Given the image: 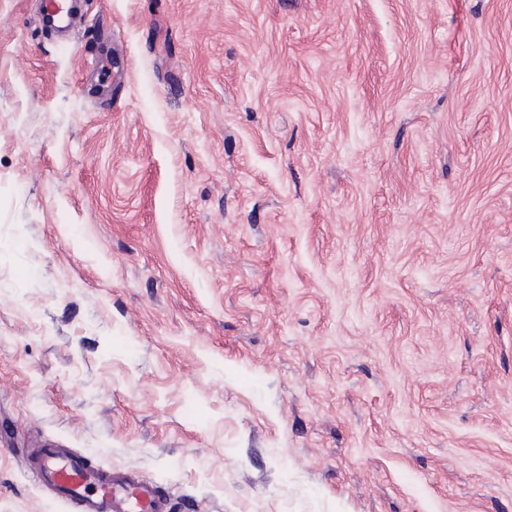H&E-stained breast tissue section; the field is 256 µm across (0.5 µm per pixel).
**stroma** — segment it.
<instances>
[{
    "mask_svg": "<svg viewBox=\"0 0 512 512\" xmlns=\"http://www.w3.org/2000/svg\"><path fill=\"white\" fill-rule=\"evenodd\" d=\"M0 0V512L30 449L172 512H512V0Z\"/></svg>",
    "mask_w": 512,
    "mask_h": 512,
    "instance_id": "stroma-1",
    "label": "stroma"
}]
</instances>
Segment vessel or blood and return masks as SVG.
<instances>
[{"mask_svg": "<svg viewBox=\"0 0 512 512\" xmlns=\"http://www.w3.org/2000/svg\"><path fill=\"white\" fill-rule=\"evenodd\" d=\"M30 458L36 481L79 512H169L157 486L96 468L71 450L45 445L32 449Z\"/></svg>", "mask_w": 512, "mask_h": 512, "instance_id": "b4317fda", "label": "vessel or blood"}]
</instances>
